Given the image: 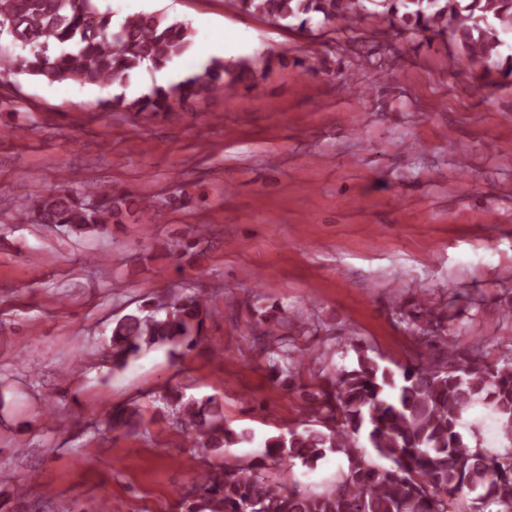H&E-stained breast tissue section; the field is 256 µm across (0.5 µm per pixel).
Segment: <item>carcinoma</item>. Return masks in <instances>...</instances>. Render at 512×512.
Segmentation results:
<instances>
[{
  "label": "carcinoma",
  "mask_w": 512,
  "mask_h": 512,
  "mask_svg": "<svg viewBox=\"0 0 512 512\" xmlns=\"http://www.w3.org/2000/svg\"><path fill=\"white\" fill-rule=\"evenodd\" d=\"M238 11L273 26L298 20L302 31H336L360 20L401 15L400 33L450 31L461 54L488 69L499 64L502 36L512 34V0H230ZM379 7L368 9L367 4ZM317 26H311L312 21ZM0 35L33 51L11 60L18 71L43 81L103 85L128 79L144 68L159 69L184 55L193 33L184 23L156 12L114 20L99 0H0ZM252 63L211 60L201 72L157 86L144 95L117 94L100 102L103 112L167 115L186 102L231 91ZM130 196H89L68 185L37 201L43 224H65L80 236L121 221ZM146 224L161 211L135 200ZM460 295L437 303L425 296L398 311L419 349L405 365L382 367L363 347L352 345L356 363L336 371L311 407L314 427L268 437L247 463L218 459L228 448L249 443L248 430L224 425L223 404L214 396L186 397L169 388L162 396L177 426L189 433L203 459L192 490L191 512H512V353L488 358L477 343L463 348L442 337L461 316ZM210 311L199 293L155 296L112 326L115 369L143 351L166 346L174 352L197 346ZM271 373L292 376L312 357L287 343L266 350ZM476 402L497 415L511 446L505 452L470 446L461 421ZM143 420L135 409H114L105 422L133 432ZM392 463L376 464L359 444ZM329 454L346 462L336 484L304 493L277 473L296 465L313 468ZM473 505L462 506L464 495Z\"/></svg>",
  "instance_id": "1"
}]
</instances>
